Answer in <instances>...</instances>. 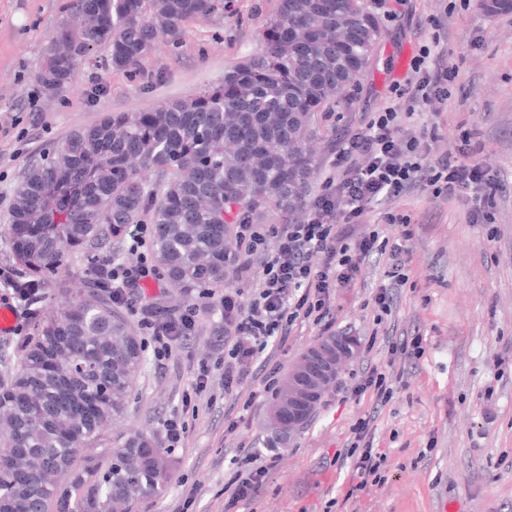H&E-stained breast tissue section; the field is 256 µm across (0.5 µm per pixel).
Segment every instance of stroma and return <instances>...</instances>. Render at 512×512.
Instances as JSON below:
<instances>
[{
	"instance_id": "stroma-1",
	"label": "stroma",
	"mask_w": 512,
	"mask_h": 512,
	"mask_svg": "<svg viewBox=\"0 0 512 512\" xmlns=\"http://www.w3.org/2000/svg\"><path fill=\"white\" fill-rule=\"evenodd\" d=\"M63 0H0V115L15 125L0 127V262L11 238L14 191L30 159L62 141L72 129L98 122L109 112H141L186 98L223 82L224 75L262 49L278 0H226L224 11L183 26L176 42L159 43L133 70L104 62L105 51L79 65L66 92L50 96L36 78L44 46L57 25ZM379 18L381 37L367 67L341 106L314 120V174L306 192H317L329 171V149L344 129L379 111L394 84L405 83L420 45L430 44L429 19L445 15L447 39L439 48L458 75L438 120L434 154L452 150L458 125L472 129L483 151L478 159L497 173L504 190L492 224H472L461 202L434 198L416 188L398 210L414 224L407 283L393 289L390 314L379 315L373 298L387 284L385 258L363 266L354 286L332 298L333 333L356 337L358 351L339 378L345 392L328 391L311 419L290 438L276 441L261 377L248 378L244 394L224 393L222 369L224 291H247L251 283L230 275L223 288L190 294L160 279L151 301L175 309L202 306L197 332L159 361L135 316H127L143 349L124 414L106 425L96 448L120 447L140 431L164 439L170 418L186 431L168 455L176 463L159 496L130 504L128 512H174L193 496L189 512H225L224 486L244 448L276 457L266 485L232 512H512V11L490 12L480 0H387ZM16 318L0 335V379L16 370V353L29 336L28 311L10 289L0 304ZM326 332L310 322L294 326L286 347L272 360L288 373ZM423 336V353L391 354L393 341ZM211 363L205 392L196 393L201 362ZM378 365L395 379L389 402L374 407L353 387L365 369ZM254 401H247L248 393ZM374 414L373 434L386 453L382 485L346 499L348 467L336 455L351 442V427Z\"/></svg>"
}]
</instances>
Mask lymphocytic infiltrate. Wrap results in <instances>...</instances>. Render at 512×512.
Here are the masks:
<instances>
[{"label": "lymphocytic infiltrate", "mask_w": 512, "mask_h": 512, "mask_svg": "<svg viewBox=\"0 0 512 512\" xmlns=\"http://www.w3.org/2000/svg\"><path fill=\"white\" fill-rule=\"evenodd\" d=\"M440 41V35H433L431 45L421 48L407 88L394 91L395 103L335 140L330 147L333 173L304 203L300 216L271 225L255 224L245 217L237 225V273L254 286L247 300H240L235 292L224 293L220 299L224 321L230 327L224 335L225 394L236 393L267 349L286 346L297 322L331 328L333 294L351 287L370 258L387 256L393 285H404L410 256L407 243L413 237L411 219L401 213L387 214V223L400 229L395 244L376 230L353 237L352 229L363 223L368 204H389L424 186L434 197L449 200L473 193L479 206L470 214L471 223H492L500 185L476 159L481 144L466 133L457 152L435 157L431 154L435 132L416 136L408 131L419 111L437 116L448 102L455 72L431 50ZM157 276V269L144 255L135 266L112 268V278L120 284L121 303L129 308L137 306L135 294L145 281ZM140 309L139 324L151 330L154 354L160 360L195 332L200 312L199 305L187 304L163 322L152 307ZM370 424L365 417L352 427L350 468L361 490L381 483L380 468L385 462L374 447ZM275 464V458L244 453L240 470L227 484L230 503L256 495Z\"/></svg>", "instance_id": "f902f5d3"}]
</instances>
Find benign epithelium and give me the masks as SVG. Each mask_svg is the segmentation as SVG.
Instances as JSON below:
<instances>
[{
    "instance_id": "obj_1",
    "label": "benign epithelium",
    "mask_w": 512,
    "mask_h": 512,
    "mask_svg": "<svg viewBox=\"0 0 512 512\" xmlns=\"http://www.w3.org/2000/svg\"><path fill=\"white\" fill-rule=\"evenodd\" d=\"M357 346L352 336H345L323 348L312 346L288 374L278 403L271 412L275 426L284 433L294 431L312 413L316 398L331 387L345 360Z\"/></svg>"
}]
</instances>
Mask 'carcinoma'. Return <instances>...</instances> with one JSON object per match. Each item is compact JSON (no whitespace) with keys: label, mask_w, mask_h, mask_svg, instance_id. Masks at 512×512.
Here are the masks:
<instances>
[{"label":"carcinoma","mask_w":512,"mask_h":512,"mask_svg":"<svg viewBox=\"0 0 512 512\" xmlns=\"http://www.w3.org/2000/svg\"><path fill=\"white\" fill-rule=\"evenodd\" d=\"M279 0L263 49L197 95L149 112H110L74 128L25 168L11 208L13 242L0 284L30 311L36 333L18 371L0 383V445L25 448L26 483L0 466V512H114L156 495L171 478L167 451L140 432L116 449L87 451L126 408L142 347L112 298V257L96 250L130 224H153V252L185 293L224 285L236 210L254 214L302 202L313 174L306 142L314 113L355 83L380 37L367 0ZM224 12V0H65L37 77L65 87L86 55L108 50L115 68L139 65L161 34ZM356 23L360 34L340 35ZM150 171L158 179L148 181ZM81 265L85 291L65 288ZM64 311L41 317L51 283ZM74 401L67 409L61 394ZM96 414L85 419L80 404Z\"/></svg>","instance_id":"1"}]
</instances>
